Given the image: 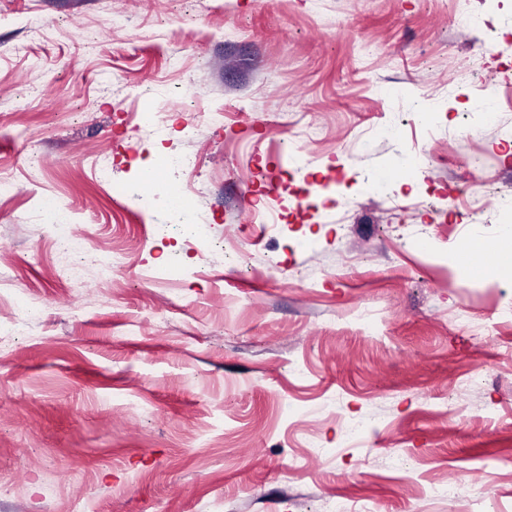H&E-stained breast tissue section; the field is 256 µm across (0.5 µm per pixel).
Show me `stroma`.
Returning <instances> with one entry per match:
<instances>
[{
	"mask_svg": "<svg viewBox=\"0 0 512 512\" xmlns=\"http://www.w3.org/2000/svg\"><path fill=\"white\" fill-rule=\"evenodd\" d=\"M470 3L0 0V512H512V0ZM58 242L60 246L76 254L89 253V248L92 247L91 239L87 234L72 230L69 227L61 235ZM102 253L95 255L103 279L112 281L123 273L127 266L128 255L120 249H101Z\"/></svg>",
	"mask_w": 512,
	"mask_h": 512,
	"instance_id": "stroma-1",
	"label": "stroma"
}]
</instances>
